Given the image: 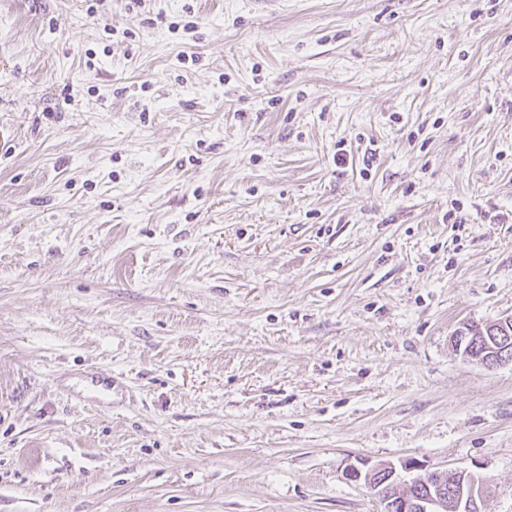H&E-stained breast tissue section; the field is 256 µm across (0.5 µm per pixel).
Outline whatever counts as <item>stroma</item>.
I'll list each match as a JSON object with an SVG mask.
<instances>
[{
	"instance_id": "stroma-1",
	"label": "stroma",
	"mask_w": 512,
	"mask_h": 512,
	"mask_svg": "<svg viewBox=\"0 0 512 512\" xmlns=\"http://www.w3.org/2000/svg\"><path fill=\"white\" fill-rule=\"evenodd\" d=\"M128 2L0 0V512H512V0ZM451 339L464 359L478 360L485 368L512 364V315L492 323L464 326ZM471 350L478 353L472 355ZM468 472L461 469H451L444 471L427 472L426 478L434 475L435 482L427 481L424 476H418L411 480L410 488L407 492L399 493L395 485L401 480L395 465L391 463L381 464L365 471L357 467H351L346 471V476L354 481L362 482L372 491L376 492L383 502V512H448V502H450L451 511H469L481 512V503H478L480 511H470L476 506V484L465 482L481 483L482 477L473 474L471 477L465 475ZM461 477L460 483L458 481ZM423 484L427 494H412L411 484ZM458 486V487H457ZM457 487V488H456ZM448 488L450 492L448 494ZM457 490L454 493V490ZM467 501V504H466ZM466 504V505H465Z\"/></svg>"
}]
</instances>
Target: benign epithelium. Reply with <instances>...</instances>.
I'll return each instance as SVG.
<instances>
[{
    "label": "benign epithelium",
    "instance_id": "benign-epithelium-1",
    "mask_svg": "<svg viewBox=\"0 0 512 512\" xmlns=\"http://www.w3.org/2000/svg\"><path fill=\"white\" fill-rule=\"evenodd\" d=\"M452 342L465 359L493 369L512 364V315L496 322L464 326L451 336ZM467 471L448 469L426 473L412 479L424 485L427 494L412 491L399 493L395 485L400 474L395 465L381 464L365 471L351 467L346 476L376 492L384 505L383 512H469L476 505V496L484 495L487 485L465 483Z\"/></svg>",
    "mask_w": 512,
    "mask_h": 512
}]
</instances>
